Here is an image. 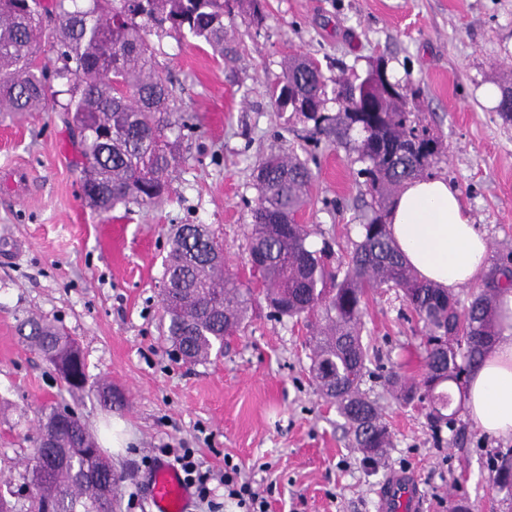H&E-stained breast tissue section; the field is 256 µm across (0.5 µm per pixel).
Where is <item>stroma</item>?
Returning <instances> with one entry per match:
<instances>
[{
	"label": "stroma",
	"mask_w": 512,
	"mask_h": 512,
	"mask_svg": "<svg viewBox=\"0 0 512 512\" xmlns=\"http://www.w3.org/2000/svg\"><path fill=\"white\" fill-rule=\"evenodd\" d=\"M261 27L235 0L224 15V53L191 36L151 41L164 76L181 89L193 126L171 190L151 208L101 214L80 181V144L57 96L43 112L0 113V170L25 167L17 195L0 181V485L17 486L32 454L36 408L65 405L97 438L124 424V448L109 452L120 477L116 512H152L148 472L165 448H193L202 469L225 461L261 486L269 512H378L379 491L396 470L417 475L423 512H512V495L492 487L491 459L512 448L457 415L436 443L427 411L396 404L381 381L363 387L384 409L392 446L364 461L343 433L335 405L309 374L310 330L258 308L223 356L202 364L177 358L164 336L163 260L177 224H207L224 241V270L248 278L254 167L294 149L316 174L302 221L312 247L343 250L359 240L370 197L343 147L313 134L300 114L281 111L269 89L296 53L320 61L327 81L364 74L384 58L410 79L408 107L441 144L433 176L454 183L488 240V265L512 252V123L486 106L487 82L512 86V0H266ZM63 328L81 347L87 384L65 382L16 332L27 316ZM364 341L419 375L423 329L400 291L371 294ZM111 384L104 409L93 390Z\"/></svg>",
	"instance_id": "obj_1"
}]
</instances>
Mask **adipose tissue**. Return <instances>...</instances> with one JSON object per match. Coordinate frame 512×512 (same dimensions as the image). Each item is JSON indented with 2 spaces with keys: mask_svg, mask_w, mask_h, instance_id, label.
<instances>
[{
  "mask_svg": "<svg viewBox=\"0 0 512 512\" xmlns=\"http://www.w3.org/2000/svg\"><path fill=\"white\" fill-rule=\"evenodd\" d=\"M391 239L416 274L456 292L486 274L488 243L473 224L458 188L429 177L404 184L389 215ZM502 331L472 371L465 389L467 419L481 431L512 437V288L500 289Z\"/></svg>",
  "mask_w": 512,
  "mask_h": 512,
  "instance_id": "ef3b65f1",
  "label": "adipose tissue"
}]
</instances>
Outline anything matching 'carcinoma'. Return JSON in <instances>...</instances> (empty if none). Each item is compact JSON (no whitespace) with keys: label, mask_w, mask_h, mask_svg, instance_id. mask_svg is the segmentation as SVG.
Masks as SVG:
<instances>
[{"label":"carcinoma","mask_w":512,"mask_h":512,"mask_svg":"<svg viewBox=\"0 0 512 512\" xmlns=\"http://www.w3.org/2000/svg\"><path fill=\"white\" fill-rule=\"evenodd\" d=\"M250 23L264 19L262 0H239ZM173 31L224 55V0H0V112H39L56 96L67 123L81 135L83 190L99 212L136 204L150 207L169 192L181 162L179 87L159 70L152 33ZM56 48L58 66L37 63L41 41ZM370 75L336 77L328 88L319 63L288 59L271 91L277 107L290 97L306 106L317 135L352 147L370 195L371 215L349 255L331 267V247L312 250L308 225L297 222L315 174L294 150L270 155L255 168L258 197L251 209L246 261L262 267L256 288L224 272L223 244L204 224H178L164 264L161 304L166 340L189 363L211 360L215 347L240 331L261 303L273 315L312 327L309 372L320 395L336 405L365 458L381 455L392 436L378 403L362 389L370 376L394 400L427 406L435 440L452 428L459 408L444 388H462L500 335L496 294L512 286L508 262L492 269L466 307L448 289L422 280L402 259L387 230L393 199L408 180L429 175L439 160L437 140L419 139L407 117L408 85ZM341 106L327 113V103ZM395 288L424 328V370L408 379L386 369L363 343L369 294ZM19 337L68 373L69 390L82 391L83 356L59 327L38 317L18 322ZM32 464L17 490L0 493V512H111L119 476L97 439L74 411H37ZM492 482L512 491V448L498 455Z\"/></svg>","instance_id":"cac0c4a2"}]
</instances>
